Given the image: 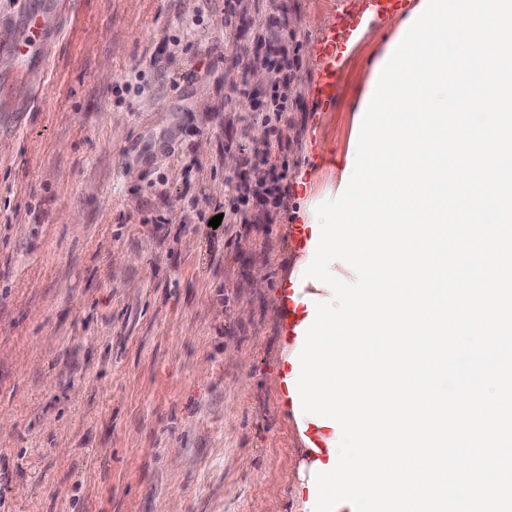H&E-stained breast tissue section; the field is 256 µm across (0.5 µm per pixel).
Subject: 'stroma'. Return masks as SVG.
I'll return each instance as SVG.
<instances>
[{
  "label": "stroma",
  "mask_w": 512,
  "mask_h": 512,
  "mask_svg": "<svg viewBox=\"0 0 512 512\" xmlns=\"http://www.w3.org/2000/svg\"><path fill=\"white\" fill-rule=\"evenodd\" d=\"M282 14L301 50L272 128L251 94L278 73L246 95L229 81ZM345 14L358 29L334 62L320 47ZM53 22L42 62L0 61V512H300L288 295L402 18L65 0ZM277 175L272 223H235L228 181Z\"/></svg>",
  "instance_id": "stroma-1"
}]
</instances>
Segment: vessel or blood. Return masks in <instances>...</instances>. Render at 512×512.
Masks as SVG:
<instances>
[{"label": "vessel or blood", "instance_id": "obj_1", "mask_svg": "<svg viewBox=\"0 0 512 512\" xmlns=\"http://www.w3.org/2000/svg\"><path fill=\"white\" fill-rule=\"evenodd\" d=\"M51 35L45 10L31 7L18 25H0V57L17 63L31 60L35 54L43 53Z\"/></svg>", "mask_w": 512, "mask_h": 512}]
</instances>
